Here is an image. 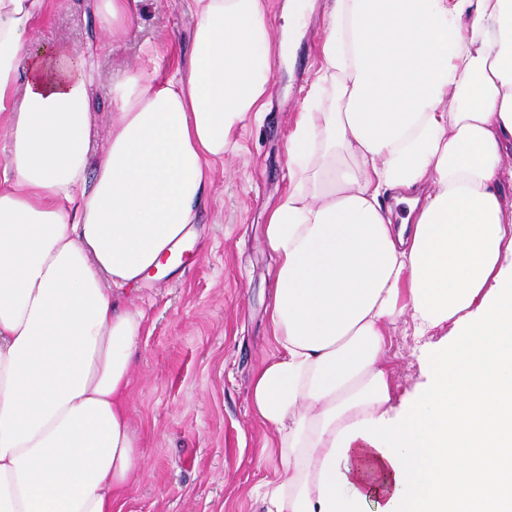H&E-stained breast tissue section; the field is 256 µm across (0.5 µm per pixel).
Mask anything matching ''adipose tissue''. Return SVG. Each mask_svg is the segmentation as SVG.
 Wrapping results in <instances>:
<instances>
[{"mask_svg": "<svg viewBox=\"0 0 512 512\" xmlns=\"http://www.w3.org/2000/svg\"><path fill=\"white\" fill-rule=\"evenodd\" d=\"M186 71L114 86L91 152L83 66L31 51L50 0H0V512H112L140 311L111 287L175 270L210 172L268 105L307 0H193ZM322 63L270 211L278 262L255 418L282 461L260 512H512V0H330ZM408 214L396 219L394 207ZM450 325L397 396L388 329Z\"/></svg>", "mask_w": 512, "mask_h": 512, "instance_id": "adipose-tissue-1", "label": "adipose tissue"}]
</instances>
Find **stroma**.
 Here are the masks:
<instances>
[{"instance_id": "35a3bbf8", "label": "stroma", "mask_w": 512, "mask_h": 512, "mask_svg": "<svg viewBox=\"0 0 512 512\" xmlns=\"http://www.w3.org/2000/svg\"><path fill=\"white\" fill-rule=\"evenodd\" d=\"M101 4L53 0L30 42L34 51L63 44L85 60L97 150L116 110L113 82L188 66L196 24L192 0H144L138 24L115 34L102 23ZM325 5L315 0L289 62L274 61L266 111L236 130L233 150L212 169L178 267L115 293L121 307L143 313L145 328L129 394L144 464L114 512H254L250 488L281 465L250 401L254 372L271 351L277 260L264 229L292 184L286 146L322 62ZM390 336L392 380L412 389L423 380L421 344L400 323Z\"/></svg>"}]
</instances>
